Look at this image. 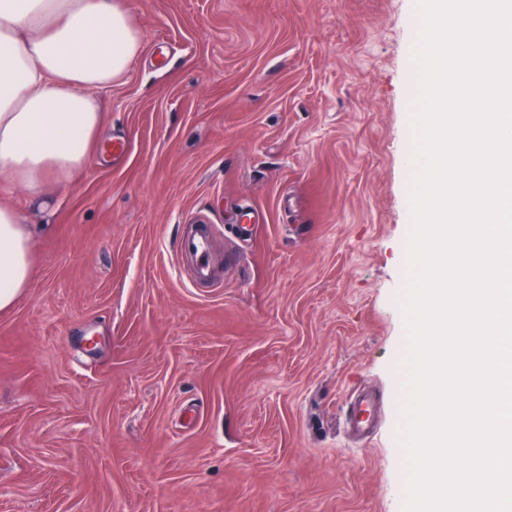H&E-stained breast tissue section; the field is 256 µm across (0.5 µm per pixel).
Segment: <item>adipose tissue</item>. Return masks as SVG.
<instances>
[{
	"label": "adipose tissue",
	"instance_id": "adipose-tissue-1",
	"mask_svg": "<svg viewBox=\"0 0 512 512\" xmlns=\"http://www.w3.org/2000/svg\"><path fill=\"white\" fill-rule=\"evenodd\" d=\"M140 50L127 0H0V175L44 196L83 169L101 106ZM33 228L0 207V310L30 279Z\"/></svg>",
	"mask_w": 512,
	"mask_h": 512
}]
</instances>
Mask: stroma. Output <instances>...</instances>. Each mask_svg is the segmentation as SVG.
<instances>
[{"label": "stroma", "mask_w": 512, "mask_h": 512, "mask_svg": "<svg viewBox=\"0 0 512 512\" xmlns=\"http://www.w3.org/2000/svg\"><path fill=\"white\" fill-rule=\"evenodd\" d=\"M129 3L88 166L45 205L0 180L36 230L0 310V512H402L416 0ZM198 217L218 288L180 272ZM381 396L375 390L358 386L351 391L346 416V427L353 436L369 433L380 411Z\"/></svg>", "instance_id": "35a3bbf8"}]
</instances>
